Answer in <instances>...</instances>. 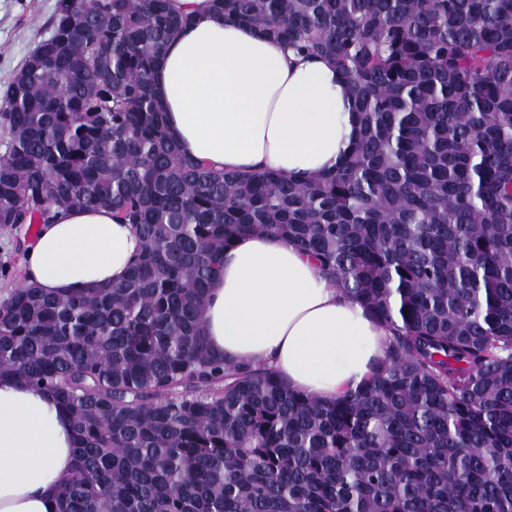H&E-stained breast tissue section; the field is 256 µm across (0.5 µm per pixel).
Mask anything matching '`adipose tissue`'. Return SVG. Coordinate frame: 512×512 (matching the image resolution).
Masks as SVG:
<instances>
[{"instance_id":"adipose-tissue-1","label":"adipose tissue","mask_w":512,"mask_h":512,"mask_svg":"<svg viewBox=\"0 0 512 512\" xmlns=\"http://www.w3.org/2000/svg\"><path fill=\"white\" fill-rule=\"evenodd\" d=\"M191 24L161 54L152 88L180 149L218 169L300 179L336 170L359 133L348 82L211 0H170ZM142 242L107 209H72L38 225L24 281L65 295L122 283ZM203 334L226 362L273 370L294 392L333 400L384 358L389 332L292 243L235 240L208 292ZM76 464L70 415L47 391L0 376V512H59Z\"/></svg>"}]
</instances>
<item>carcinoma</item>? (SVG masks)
<instances>
[{"instance_id":"obj_1","label":"carcinoma","mask_w":512,"mask_h":512,"mask_svg":"<svg viewBox=\"0 0 512 512\" xmlns=\"http://www.w3.org/2000/svg\"><path fill=\"white\" fill-rule=\"evenodd\" d=\"M169 0H58L0 97V228L109 208L143 249L114 287L0 297V374L72 416L61 512H512V0H212L329 60L358 105L334 172L185 156L151 75ZM273 234L391 332L322 400L212 356L224 251Z\"/></svg>"}]
</instances>
